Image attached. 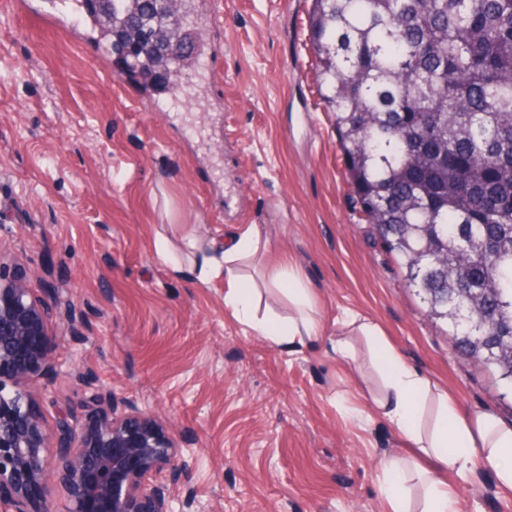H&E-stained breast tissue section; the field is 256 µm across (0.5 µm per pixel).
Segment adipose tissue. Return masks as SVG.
Instances as JSON below:
<instances>
[{"label":"adipose tissue","mask_w":512,"mask_h":512,"mask_svg":"<svg viewBox=\"0 0 512 512\" xmlns=\"http://www.w3.org/2000/svg\"><path fill=\"white\" fill-rule=\"evenodd\" d=\"M268 249L269 243L256 225L237 239L212 242V255L203 259L198 279L205 283L213 275L223 274L229 285L225 307L238 321L274 343L301 345L318 338L323 327L300 269L289 261L262 268ZM272 294L284 297L287 316L260 315L261 299ZM341 326V334L330 340L333 351L347 358L352 356L356 343L369 348L382 375L381 390L370 397L373 407L417 455L434 464L433 469L420 472L425 487L422 512H456L455 491L438 473L448 469L468 471L479 457L495 469L500 486L512 490V426L489 413L460 416L455 395L432 385L409 366L379 324L349 314Z\"/></svg>","instance_id":"ef3b65f1"}]
</instances>
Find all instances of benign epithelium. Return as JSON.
I'll use <instances>...</instances> for the list:
<instances>
[{
  "mask_svg": "<svg viewBox=\"0 0 512 512\" xmlns=\"http://www.w3.org/2000/svg\"><path fill=\"white\" fill-rule=\"evenodd\" d=\"M51 304L0 266V512H205L192 493L174 506L170 486L189 471L181 440L155 412L91 387L89 421L62 410L47 428L29 383L51 366Z\"/></svg>",
  "mask_w": 512,
  "mask_h": 512,
  "instance_id": "1",
  "label": "benign epithelium"
}]
</instances>
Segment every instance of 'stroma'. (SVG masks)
Listing matches in <instances>:
<instances>
[{
    "mask_svg": "<svg viewBox=\"0 0 512 512\" xmlns=\"http://www.w3.org/2000/svg\"><path fill=\"white\" fill-rule=\"evenodd\" d=\"M0 0V264L54 305L53 367L36 373L45 423L80 411L87 384L157 412L193 459L174 498L208 512H389L385 457L403 438L368 407L367 349L338 359L344 313L456 395L459 412L512 425V386L467 359L361 220L315 79L311 0H187L195 52L186 84L211 111L202 139L172 91H123L126 63L85 50L73 17L46 0ZM259 225L268 266L291 260L317 299L323 339L293 351L224 307L223 277L172 276L189 239L231 240ZM460 512H512L488 466L454 476Z\"/></svg>",
    "mask_w": 512,
    "mask_h": 512,
    "instance_id": "35a3bbf8",
    "label": "stroma"
}]
</instances>
